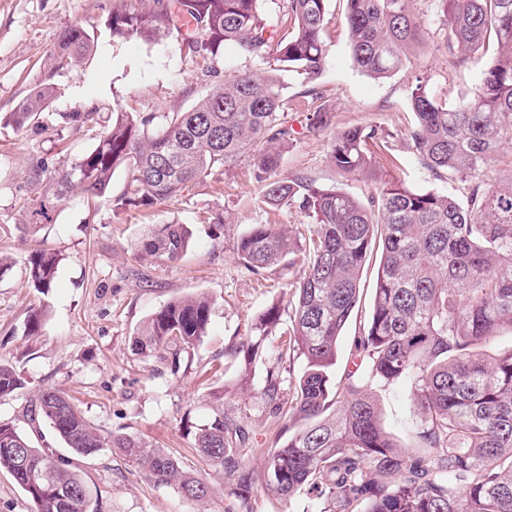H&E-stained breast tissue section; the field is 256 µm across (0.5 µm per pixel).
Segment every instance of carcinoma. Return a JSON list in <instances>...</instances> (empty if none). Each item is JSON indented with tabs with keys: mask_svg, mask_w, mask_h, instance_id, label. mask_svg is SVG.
Returning <instances> with one entry per match:
<instances>
[{
	"mask_svg": "<svg viewBox=\"0 0 512 512\" xmlns=\"http://www.w3.org/2000/svg\"><path fill=\"white\" fill-rule=\"evenodd\" d=\"M108 19L114 36L146 41L177 32L182 45L215 62L232 43L252 60L276 50L285 68L314 80L327 64L324 31L328 0H280L281 22L291 28L276 43L261 14L262 0H155L139 9L118 0ZM419 0H346L354 65L374 79L410 62L422 35ZM444 29L442 46L455 64L491 54L478 88L450 104L419 81L409 90L416 116L410 132L421 167L469 185L465 202L438 192L413 191L385 182L364 203L342 188L302 178L275 179L283 150L296 138L284 112L288 99L276 74L236 73L210 88L189 110L155 116L119 111L94 147L62 170L48 163L31 175L29 234L52 221L66 198L104 192L114 171L128 174L120 206L150 207L182 193L187 184L252 160L264 202L312 215L304 240L302 274L288 300L289 339L278 361L292 352L305 360L295 382V413L304 421L288 441L267 453L262 475L248 469L237 444L246 435L219 412L198 428L193 448L224 472L241 504L264 490L291 501L304 491L303 512H512V349L487 353L501 333H512V176L489 184L483 174L504 146L512 145V0H434ZM93 49L81 26L63 29L56 68L69 69ZM51 95L37 87L9 120L21 128L39 123ZM330 125L317 106L306 130ZM385 143L375 127L339 130L331 161L344 175H366L370 145ZM183 224L153 226L137 247L141 259L171 262L189 247ZM381 246L376 288L353 368L342 390L331 386L342 330L360 298L361 273L373 243ZM237 254L254 275L273 272L291 252L275 224H253L237 242ZM59 254L42 245L28 259V281L45 293L52 287ZM211 315L206 296L178 299L156 311L134 337L137 354L175 375L183 355L205 336ZM272 306L252 324L257 356L262 341L280 324ZM407 382L420 422L405 450L384 429L373 395L377 386ZM280 367L267 370L263 399L280 402ZM23 380L0 364V398ZM49 422L66 447L88 458L105 448L124 455L156 485H174L184 498L201 501L210 486L141 437L101 433L71 399L40 391L27 410ZM30 495L34 512H88L84 481L73 462L37 448L0 421V471Z\"/></svg>",
	"mask_w": 512,
	"mask_h": 512,
	"instance_id": "obj_1",
	"label": "carcinoma"
}]
</instances>
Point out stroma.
I'll list each match as a JSON object with an SVG mask.
<instances>
[{"mask_svg":"<svg viewBox=\"0 0 512 512\" xmlns=\"http://www.w3.org/2000/svg\"><path fill=\"white\" fill-rule=\"evenodd\" d=\"M113 5L114 0H0V117L14 111L35 86L47 84L52 90L40 126H0V253L11 261L0 276V363L13 366L25 381L0 400V420L31 436L35 445L64 451L49 424L36 433L23 418L34 395L53 388L70 396L100 429L146 439L212 487L203 501L184 499L175 488L148 483L125 457L105 449L77 461L90 512H234L231 485L221 470L196 454L193 433L216 412H224L248 428L243 459L250 470L262 472L268 450L288 438L282 411L289 408L293 383L305 366L295 355L283 363L277 360L281 337L288 332L284 323L267 338L259 359L250 363L244 356L255 318L271 305L287 304L301 271V251L288 254L276 271L262 278L247 272L236 244L251 225H284L295 234L310 223V216L263 203L261 186L245 158L147 209L116 207L128 181L124 170H116L105 193L65 199L52 222L34 236L24 230L27 186L32 169L42 161L52 160L60 169L88 151L115 111L157 116L184 111L211 83H223L238 72L263 75L279 63L272 57L255 62L228 44L213 82L203 81V59L184 49L178 36L150 42L112 36L106 20ZM418 7L425 40L414 48L410 65L373 79L352 62L343 0H330L333 19L324 34V70L311 82L297 72L280 74L290 102L285 118L298 136L283 153L278 176L341 184L366 198L374 184L340 175L330 158V142L335 131L372 126L388 136L386 147L374 155L383 180L397 178L413 190L464 198V184L417 162L406 138L415 123L408 91L421 80L436 97H461L479 85L490 58L478 56L454 66L439 48L442 32L432 0H419ZM71 25L93 34L94 51L79 66L58 70L53 59L58 37ZM312 86L320 101L308 96ZM317 104L328 108L331 125L309 135L304 131L306 117ZM86 112L95 113L96 128L74 122V115ZM214 218L224 222L217 233L210 228ZM159 224H183L192 233L187 252L169 265L136 256L148 227ZM39 244L62 255L54 285L45 293L28 282L27 259ZM374 285V269L365 270L362 301L338 343L331 369L335 384H342L351 366ZM200 294L213 301L205 336L185 357L178 375L157 373L154 362L134 351L136 330L168 302ZM34 310L41 311L42 323L31 335L25 325ZM275 363L287 379L276 407L260 395L266 370ZM375 394L386 430L410 445L419 415L409 384L380 387Z\"/></svg>","mask_w":512,"mask_h":512,"instance_id":"obj_1","label":"stroma"}]
</instances>
